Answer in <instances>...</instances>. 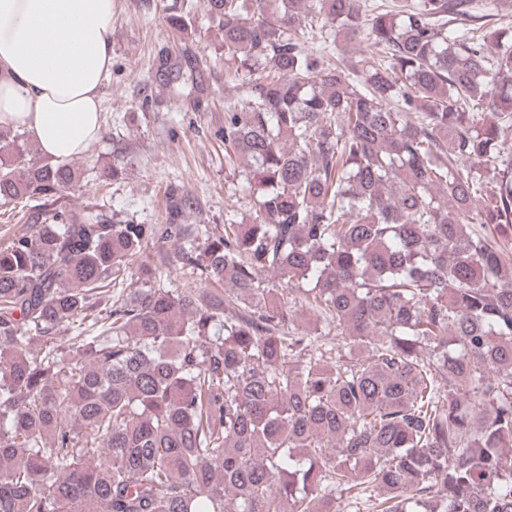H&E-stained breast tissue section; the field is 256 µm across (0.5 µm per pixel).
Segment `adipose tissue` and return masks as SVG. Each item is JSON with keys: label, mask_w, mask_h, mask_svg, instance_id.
<instances>
[{"label": "adipose tissue", "mask_w": 512, "mask_h": 512, "mask_svg": "<svg viewBox=\"0 0 512 512\" xmlns=\"http://www.w3.org/2000/svg\"><path fill=\"white\" fill-rule=\"evenodd\" d=\"M113 0H0V125L52 163L99 139L112 68Z\"/></svg>", "instance_id": "obj_1"}]
</instances>
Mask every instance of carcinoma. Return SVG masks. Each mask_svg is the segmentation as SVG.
<instances>
[{
    "label": "carcinoma",
    "mask_w": 512,
    "mask_h": 512,
    "mask_svg": "<svg viewBox=\"0 0 512 512\" xmlns=\"http://www.w3.org/2000/svg\"><path fill=\"white\" fill-rule=\"evenodd\" d=\"M204 7L249 220L197 243L171 184L159 224L61 208L0 245V512H512V258L477 228L512 225V26L483 0ZM360 34L375 52L341 54ZM20 137L1 202L74 183ZM177 240L224 290L143 265L125 293ZM179 242H160L149 246L146 251L133 263V278L131 285L127 288H137L139 266L141 264H156L159 254L166 256V266L163 268L161 284L167 288L192 289L210 288L209 283L198 274H191L189 268L182 264Z\"/></svg>",
    "instance_id": "1"
}]
</instances>
